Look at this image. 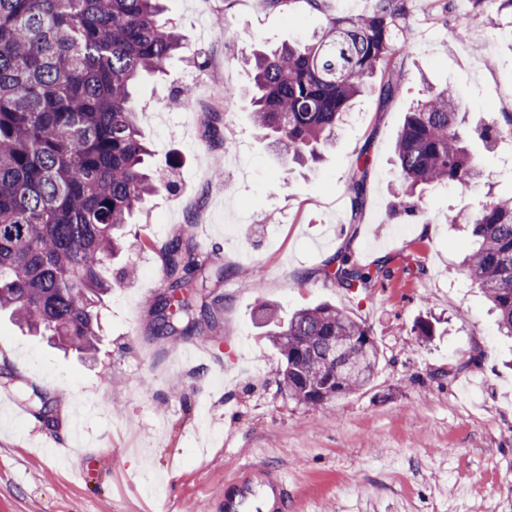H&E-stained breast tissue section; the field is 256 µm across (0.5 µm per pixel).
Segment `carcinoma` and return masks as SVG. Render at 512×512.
Listing matches in <instances>:
<instances>
[{
    "label": "carcinoma",
    "instance_id": "1",
    "mask_svg": "<svg viewBox=\"0 0 512 512\" xmlns=\"http://www.w3.org/2000/svg\"><path fill=\"white\" fill-rule=\"evenodd\" d=\"M491 18L512 0H472ZM404 0H373L369 14L338 15L309 39H297L242 57L253 74L254 125L288 161L322 159L354 100L400 91L386 75L407 51L409 27L399 23ZM162 0H0V311L21 327L65 348L96 350V304L116 284L106 262L123 248V228L157 191L139 129L138 78L170 60L196 62L177 25L164 21ZM379 81H373L376 74ZM472 131L454 88L428 92L407 112L394 144L399 190L441 184L467 190L480 182L470 155ZM367 167L352 179L361 207ZM472 225L477 248L464 261L499 314L498 331L512 337V198L490 200L478 212L448 214V223ZM163 277L176 314L153 308L158 337L186 340L214 321L204 294V260L183 237L163 248ZM382 272L346 254L332 259L325 277L351 293ZM265 311L267 336L281 359L278 385L288 398L320 407L367 386L378 362L369 330L328 303L280 320ZM349 360L363 367L339 376ZM35 415L55 422L53 400L33 387L19 389Z\"/></svg>",
    "mask_w": 512,
    "mask_h": 512
}]
</instances>
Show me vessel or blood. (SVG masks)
<instances>
[{
	"instance_id": "b4317fda",
	"label": "vessel or blood",
	"mask_w": 512,
	"mask_h": 512,
	"mask_svg": "<svg viewBox=\"0 0 512 512\" xmlns=\"http://www.w3.org/2000/svg\"><path fill=\"white\" fill-rule=\"evenodd\" d=\"M291 492L281 472L245 465L224 484V512H288Z\"/></svg>"
}]
</instances>
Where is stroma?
Instances as JSON below:
<instances>
[{
  "mask_svg": "<svg viewBox=\"0 0 512 512\" xmlns=\"http://www.w3.org/2000/svg\"><path fill=\"white\" fill-rule=\"evenodd\" d=\"M371 0H165L198 64L171 61L144 76L139 123L162 183L126 227L112 276L138 275L99 308L95 357L65 352L0 315V360L13 377L54 398L45 426L23 403L0 408V512H221L224 481L248 463L280 469L290 512H512V340L460 263L475 245L449 210L512 197V132L469 149L484 178L463 191L422 189L420 217L395 195L393 145L426 87L457 90L468 127L503 123L512 101V16L475 15L469 0H406L414 36L393 73L400 93L362 95L323 161L307 169L273 152L252 122L243 52L310 37L330 17L362 14ZM233 30L224 42L220 27ZM465 39H458V32ZM483 53H474V46ZM196 88L195 121L179 91ZM368 154L366 193L354 209L349 181ZM184 234L202 259L230 269L209 279L217 323L200 340L150 332L163 291L161 247ZM384 262L364 293L326 279L334 254ZM280 317L328 303L370 331L379 351L366 387L323 407L278 388V351L258 304ZM435 334L418 340L417 321ZM202 345L204 353L185 358ZM94 452L77 480L59 445Z\"/></svg>",
  "mask_w": 512,
  "mask_h": 512,
  "instance_id": "35a3bbf8",
  "label": "stroma"
}]
</instances>
